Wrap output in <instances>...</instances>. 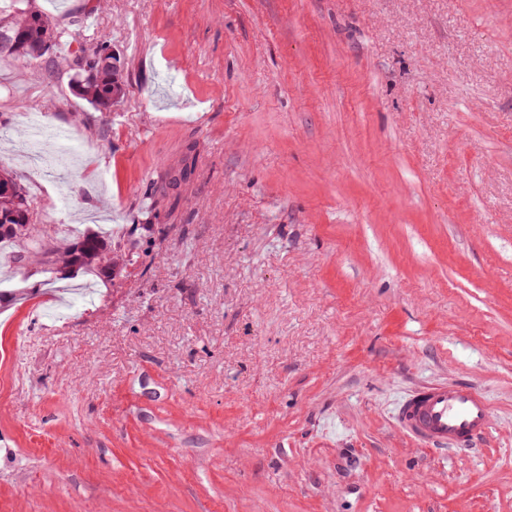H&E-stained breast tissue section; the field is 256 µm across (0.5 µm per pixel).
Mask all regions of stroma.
<instances>
[{
	"label": "stroma",
	"instance_id": "stroma-1",
	"mask_svg": "<svg viewBox=\"0 0 512 512\" xmlns=\"http://www.w3.org/2000/svg\"><path fill=\"white\" fill-rule=\"evenodd\" d=\"M54 17L124 94L1 61L0 170L48 238L138 258L47 279L0 245V512H512V0ZM34 113L69 132L44 173ZM456 381L492 406L475 448L399 430Z\"/></svg>",
	"mask_w": 512,
	"mask_h": 512
}]
</instances>
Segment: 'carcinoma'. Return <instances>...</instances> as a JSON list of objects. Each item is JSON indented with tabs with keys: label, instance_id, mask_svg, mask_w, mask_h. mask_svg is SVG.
I'll return each instance as SVG.
<instances>
[{
	"label": "carcinoma",
	"instance_id": "1",
	"mask_svg": "<svg viewBox=\"0 0 512 512\" xmlns=\"http://www.w3.org/2000/svg\"><path fill=\"white\" fill-rule=\"evenodd\" d=\"M33 0H0V61H22L40 64L50 58L61 45L64 32L43 11L32 6ZM108 40L81 45L70 52L74 59L75 87L91 105L107 112L122 91L117 65L108 53ZM34 199L13 178L0 172V243L15 245L13 262L19 266L37 262L45 273L58 269L97 268L115 274L120 260L112 253L132 254L135 243L127 249L112 248L110 237L100 232H87L77 241L63 247L34 234L30 219Z\"/></svg>",
	"mask_w": 512,
	"mask_h": 512
}]
</instances>
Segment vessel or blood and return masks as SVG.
I'll return each mask as SVG.
<instances>
[{"instance_id": "b4317fda", "label": "vessel or blood", "mask_w": 512, "mask_h": 512, "mask_svg": "<svg viewBox=\"0 0 512 512\" xmlns=\"http://www.w3.org/2000/svg\"><path fill=\"white\" fill-rule=\"evenodd\" d=\"M487 397L469 384L426 386L405 394L395 419L415 439L435 450L474 446L489 430Z\"/></svg>"}]
</instances>
